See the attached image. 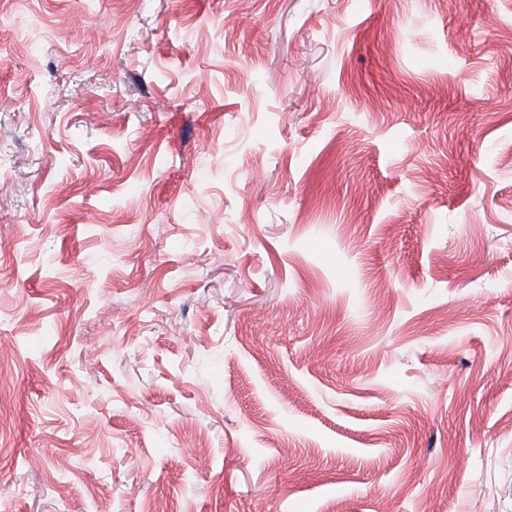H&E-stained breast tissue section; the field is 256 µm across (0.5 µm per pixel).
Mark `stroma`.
<instances>
[{"mask_svg": "<svg viewBox=\"0 0 512 512\" xmlns=\"http://www.w3.org/2000/svg\"><path fill=\"white\" fill-rule=\"evenodd\" d=\"M5 512H512V0H0Z\"/></svg>", "mask_w": 512, "mask_h": 512, "instance_id": "1", "label": "stroma"}]
</instances>
